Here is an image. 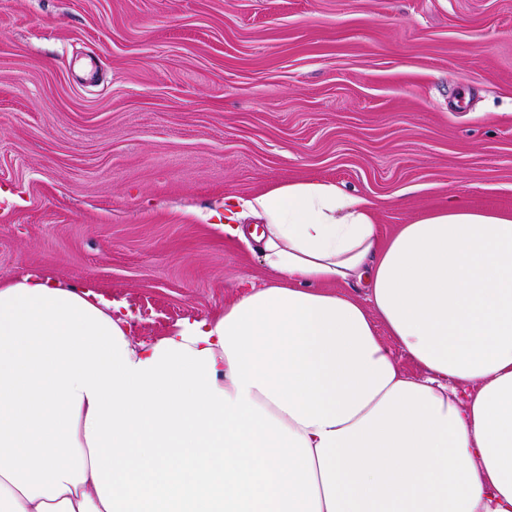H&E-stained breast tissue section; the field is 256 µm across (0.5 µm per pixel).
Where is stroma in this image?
<instances>
[{
    "label": "stroma",
    "instance_id": "obj_1",
    "mask_svg": "<svg viewBox=\"0 0 512 512\" xmlns=\"http://www.w3.org/2000/svg\"><path fill=\"white\" fill-rule=\"evenodd\" d=\"M512 213V0H0V280L96 285L152 341L268 282L224 199Z\"/></svg>",
    "mask_w": 512,
    "mask_h": 512
}]
</instances>
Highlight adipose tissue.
I'll list each match as a JSON object with an SVG mask.
<instances>
[{"label": "adipose tissue", "instance_id": "adipose-tissue-1", "mask_svg": "<svg viewBox=\"0 0 512 512\" xmlns=\"http://www.w3.org/2000/svg\"><path fill=\"white\" fill-rule=\"evenodd\" d=\"M224 233L270 283L152 342L95 291L0 281V512H512V216L386 236L290 181L225 198Z\"/></svg>", "mask_w": 512, "mask_h": 512}]
</instances>
